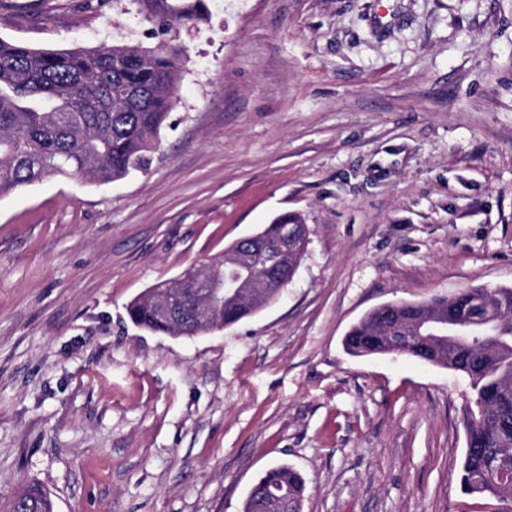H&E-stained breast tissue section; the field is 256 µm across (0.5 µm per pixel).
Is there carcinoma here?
<instances>
[{
    "mask_svg": "<svg viewBox=\"0 0 512 512\" xmlns=\"http://www.w3.org/2000/svg\"><path fill=\"white\" fill-rule=\"evenodd\" d=\"M149 22L198 24L206 20L205 0H135ZM184 48L170 40L155 44L115 43L95 48L40 49L0 38V194L46 176H81L109 183L126 178L148 164L147 153L160 143V131L175 104ZM296 214H283L266 225V239H277L285 224H300ZM479 301L500 328L475 349L448 344L422 330L406 345L394 341L413 325L437 314L465 320ZM136 326L170 336H194L205 326L182 332L161 317L143 293L127 307ZM257 313L253 305L234 299L213 310L215 322L234 326ZM345 351L353 357L411 355L464 374L482 412L466 421L460 485L469 495L512 502V482L495 481L490 468L512 469V288L489 297L484 288L458 293L450 303H391L367 312L347 332ZM278 484L288 501L269 506L248 495L242 512H301L307 490L301 473L288 465L265 471L256 488ZM3 512H54L42 489L29 486Z\"/></svg>",
    "mask_w": 512,
    "mask_h": 512,
    "instance_id": "carcinoma-1",
    "label": "carcinoma"
}]
</instances>
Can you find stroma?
Instances as JSON below:
<instances>
[{"label": "stroma", "mask_w": 512, "mask_h": 512, "mask_svg": "<svg viewBox=\"0 0 512 512\" xmlns=\"http://www.w3.org/2000/svg\"><path fill=\"white\" fill-rule=\"evenodd\" d=\"M148 168L0 196V505L241 512L303 474L302 512H503L464 494L465 377L355 358L369 310L512 288V0H206ZM134 0H0L34 48L150 44ZM307 254L268 308L198 336L127 304L278 214ZM274 484H279L287 489L288 502L282 501L278 505L270 507L264 500L260 501L258 494L251 495L249 492L242 512H281L285 509L301 512L307 490L303 475L288 465H277L272 471L266 470L253 486L257 489L269 486L265 491L268 498L285 499L286 492L277 486H270ZM5 512H54L52 501L42 489L29 486L3 508Z\"/></svg>", "instance_id": "obj_1"}]
</instances>
